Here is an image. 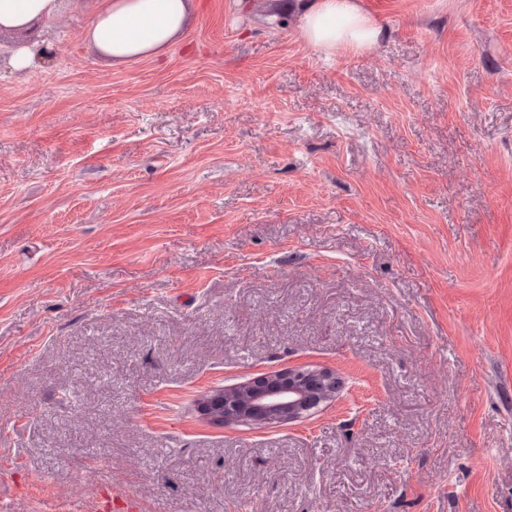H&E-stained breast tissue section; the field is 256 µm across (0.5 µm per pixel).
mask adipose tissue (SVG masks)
<instances>
[{
    "label": "adipose tissue",
    "mask_w": 512,
    "mask_h": 512,
    "mask_svg": "<svg viewBox=\"0 0 512 512\" xmlns=\"http://www.w3.org/2000/svg\"><path fill=\"white\" fill-rule=\"evenodd\" d=\"M59 7L60 0H0V31H28L54 16ZM189 18V0H104L86 37L116 61L158 58ZM302 30L308 44L328 56L371 47L382 32L378 20L357 0H306Z\"/></svg>",
    "instance_id": "obj_1"
}]
</instances>
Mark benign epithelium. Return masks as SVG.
<instances>
[{
  "mask_svg": "<svg viewBox=\"0 0 512 512\" xmlns=\"http://www.w3.org/2000/svg\"><path fill=\"white\" fill-rule=\"evenodd\" d=\"M338 387V379L326 369L294 367L214 389L201 398L199 409L219 426L262 428L309 416L331 400Z\"/></svg>",
  "mask_w": 512,
  "mask_h": 512,
  "instance_id": "benign-epithelium-1",
  "label": "benign epithelium"
}]
</instances>
